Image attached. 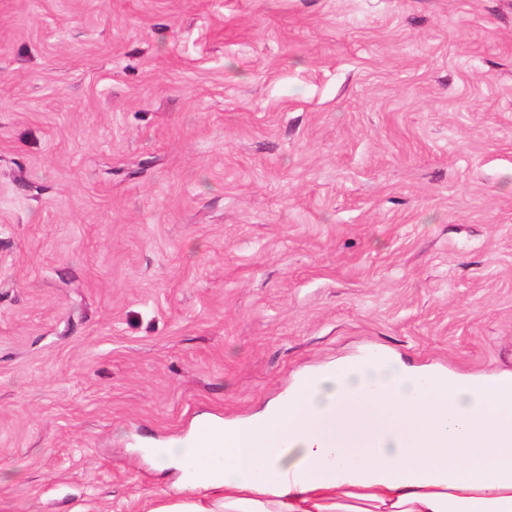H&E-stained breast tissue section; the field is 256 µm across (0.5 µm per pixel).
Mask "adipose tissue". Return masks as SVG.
Segmentation results:
<instances>
[{
  "mask_svg": "<svg viewBox=\"0 0 512 512\" xmlns=\"http://www.w3.org/2000/svg\"><path fill=\"white\" fill-rule=\"evenodd\" d=\"M211 444L148 512H512V374L475 379L381 355L342 361Z\"/></svg>",
  "mask_w": 512,
  "mask_h": 512,
  "instance_id": "adipose-tissue-1",
  "label": "adipose tissue"
}]
</instances>
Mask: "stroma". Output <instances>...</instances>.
Here are the masks:
<instances>
[{
    "mask_svg": "<svg viewBox=\"0 0 512 512\" xmlns=\"http://www.w3.org/2000/svg\"><path fill=\"white\" fill-rule=\"evenodd\" d=\"M379 351L512 372V0H0V512Z\"/></svg>",
    "mask_w": 512,
    "mask_h": 512,
    "instance_id": "stroma-1",
    "label": "stroma"
}]
</instances>
